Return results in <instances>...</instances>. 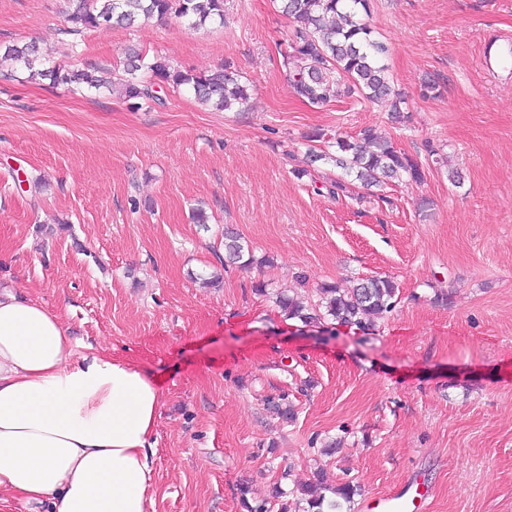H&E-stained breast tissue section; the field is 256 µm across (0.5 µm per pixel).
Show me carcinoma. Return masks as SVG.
Listing matches in <instances>:
<instances>
[{
	"label": "carcinoma",
	"instance_id": "obj_1",
	"mask_svg": "<svg viewBox=\"0 0 512 512\" xmlns=\"http://www.w3.org/2000/svg\"><path fill=\"white\" fill-rule=\"evenodd\" d=\"M67 32L78 34L100 27H131L139 19L163 20L176 17L188 28L224 25V0H65ZM279 11L294 24V38L283 55L284 65L292 66L291 86L295 94L311 105H323L333 96L334 87L344 84L345 92L370 101L388 102L391 118L401 119L402 96L395 92L387 73L384 56L387 47L376 39L366 21L371 0H274ZM36 46L13 44L0 52L6 61L32 68ZM127 78L122 82L123 97L139 108L160 103L157 87H187L202 104L219 110L242 108L249 100L246 86L230 67L207 73H188L173 68L166 60L146 52L128 53ZM50 85H81L99 89L106 79H97L83 70L60 64L34 72ZM335 150L310 152L311 162L325 160L365 187H379L389 181L407 178L420 183L425 172L418 161L396 147L371 127L355 136L338 138ZM225 260L248 266L253 263L248 246L240 234L224 230ZM398 286L388 277L366 279L350 290L324 284L319 288L322 301L306 304L283 292L276 304L283 317L303 326L322 328L335 336L340 329L371 334L375 320L382 319L396 305ZM331 496H326L325 492ZM313 512H342V502L353 495V486L342 484L307 485L301 488Z\"/></svg>",
	"mask_w": 512,
	"mask_h": 512
}]
</instances>
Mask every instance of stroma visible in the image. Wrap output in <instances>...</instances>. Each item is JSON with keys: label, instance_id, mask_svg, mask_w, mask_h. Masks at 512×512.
Masks as SVG:
<instances>
[{"label": "stroma", "instance_id": "35a3bbf8", "mask_svg": "<svg viewBox=\"0 0 512 512\" xmlns=\"http://www.w3.org/2000/svg\"><path fill=\"white\" fill-rule=\"evenodd\" d=\"M63 6L0 0V46L33 41L46 64L115 81L135 46L183 71L231 65L250 94L216 111L165 86L136 111L20 66L0 79V281L157 378L152 512H247L243 492L277 483L307 512L299 488L320 475L354 485L360 512L416 473L428 512H512V77L482 64L488 38L512 39V0H372L399 123L356 95L298 98L294 26L272 0H224L223 25L195 31L169 18L76 36ZM367 127L424 181L329 194L340 173L310 162V135ZM228 224L251 267L225 268ZM384 276L398 301L370 336L327 338L275 304ZM283 394L288 422L269 409Z\"/></svg>", "mask_w": 512, "mask_h": 512}]
</instances>
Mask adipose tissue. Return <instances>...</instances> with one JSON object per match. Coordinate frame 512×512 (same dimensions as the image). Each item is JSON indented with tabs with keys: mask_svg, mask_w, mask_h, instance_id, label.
I'll return each mask as SVG.
<instances>
[{
	"mask_svg": "<svg viewBox=\"0 0 512 512\" xmlns=\"http://www.w3.org/2000/svg\"><path fill=\"white\" fill-rule=\"evenodd\" d=\"M157 381L79 346L60 314L0 284V503L150 512Z\"/></svg>",
	"mask_w": 512,
	"mask_h": 512,
	"instance_id": "ef3b65f1",
	"label": "adipose tissue"
}]
</instances>
